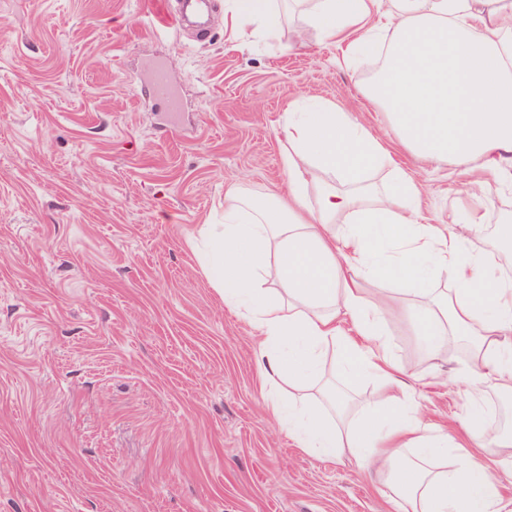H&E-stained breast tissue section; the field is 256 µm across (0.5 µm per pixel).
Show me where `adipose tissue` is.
Wrapping results in <instances>:
<instances>
[{"mask_svg":"<svg viewBox=\"0 0 512 512\" xmlns=\"http://www.w3.org/2000/svg\"><path fill=\"white\" fill-rule=\"evenodd\" d=\"M291 0H226L235 27L276 32ZM305 26L343 47L346 67L385 60L368 93L417 159L477 173V190L447 223L420 212L421 190L381 138L351 113L316 103L289 113L281 133L285 193L259 201L224 193V221L210 225L204 273L260 338L255 362L272 390L267 408L296 447L371 466L397 512H512L499 480L447 434L423 425L386 339L393 310L413 326L423 354L452 336L474 343L462 422L476 445L505 449L512 433L488 426L485 387L512 393V275L472 237L489 230L488 200L512 180V0H292ZM348 189L313 186V170ZM389 182L376 188L371 172ZM399 282V295L365 298L367 283ZM448 288H441V281ZM339 347L346 382L381 383L374 403L347 410L338 392L305 395Z\"/></svg>","mask_w":512,"mask_h":512,"instance_id":"obj_1","label":"adipose tissue"}]
</instances>
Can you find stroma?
Masks as SVG:
<instances>
[{"mask_svg":"<svg viewBox=\"0 0 512 512\" xmlns=\"http://www.w3.org/2000/svg\"><path fill=\"white\" fill-rule=\"evenodd\" d=\"M158 0H0V512H395L354 460L295 447L267 415L256 340L192 245L224 193L285 188L295 100L356 115L421 183L434 223L472 177L417 162L299 18L277 34L156 28ZM186 104L163 128L145 78ZM426 422L456 440L470 352L427 359L388 326ZM147 83L153 97L166 112L164 118L167 125L179 126L182 121L183 103L166 66L162 63L155 64L148 74Z\"/></svg>","mask_w":512,"mask_h":512,"instance_id":"stroma-1","label":"stroma"}]
</instances>
